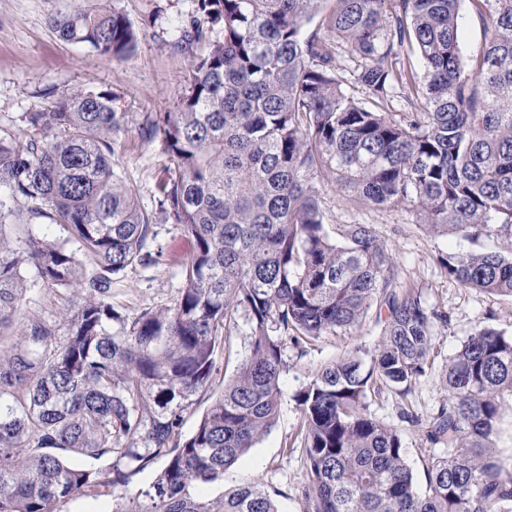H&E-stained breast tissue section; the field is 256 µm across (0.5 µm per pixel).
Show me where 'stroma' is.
<instances>
[{"instance_id": "obj_1", "label": "stroma", "mask_w": 512, "mask_h": 512, "mask_svg": "<svg viewBox=\"0 0 512 512\" xmlns=\"http://www.w3.org/2000/svg\"><path fill=\"white\" fill-rule=\"evenodd\" d=\"M61 4L62 0H0V128H18L21 113L42 110L49 105L51 93L76 88L111 91L114 111L125 116L112 133L114 167L134 186L158 231L157 263L128 268L124 287L113 291V302L133 316L176 299L182 286L180 264L191 252L190 241L158 211V184L165 175L166 160L159 140L142 137L140 127L150 115L173 111L188 83L190 61L178 41L194 17V2L112 0L140 30L136 52L123 61L61 41L48 22ZM318 187L326 223L374 225L396 258L397 285L421 292L444 317L435 327L432 363L414 391L403 396L389 390L367 400L372 414L402 430L407 460L414 471H421L424 459L437 450L427 438L425 420L445 396L440 380L449 357L483 328L512 335V297L465 288L448 277L440 255L471 250L468 240L431 232L402 209L351 206L332 188L330 177L320 178ZM381 339V327L370 314L354 329L299 347L285 345L276 423L225 471L222 485L199 488V496L213 499L240 485L256 484L272 494L280 512H300L295 488L304 476L305 461L301 449L292 445L300 426L295 396L320 366L354 349L373 352ZM409 410L420 416V424L403 420V412Z\"/></svg>"}]
</instances>
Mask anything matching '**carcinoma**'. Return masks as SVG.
I'll return each mask as SVG.
<instances>
[{"mask_svg":"<svg viewBox=\"0 0 512 512\" xmlns=\"http://www.w3.org/2000/svg\"><path fill=\"white\" fill-rule=\"evenodd\" d=\"M196 2L182 35L188 85L174 111L142 126L167 159L160 211L192 242L172 305L131 317L112 304L129 267L159 258L153 215L112 164L124 120L112 92L72 90L0 132V224L24 230L18 249L0 237V335L31 289L71 295L56 319L24 318L0 348V512H62L105 495L113 512H279L255 485L208 501L191 489L224 481L275 424L286 342L350 330L373 308L382 340L371 364L345 353L296 394L302 512H512V455L496 448L512 336L485 328L448 359L446 399L426 420L446 451L425 459L420 486L401 432L365 400L425 375L440 315L398 288L374 225L326 224L316 187L333 174L352 205L409 210L472 241L511 239L512 0H471L489 38L469 61L461 0H333L324 14L326 0ZM318 14L328 38L304 33ZM49 24L115 60L140 38L107 0H79ZM206 26L222 36L207 39ZM397 97L406 111H391ZM44 219L67 236L33 232ZM440 263L466 288L512 296V256L471 250ZM240 312L248 353L216 396ZM157 462L155 480L135 486Z\"/></svg>","mask_w":512,"mask_h":512,"instance_id":"cac0c4a2","label":"carcinoma"}]
</instances>
